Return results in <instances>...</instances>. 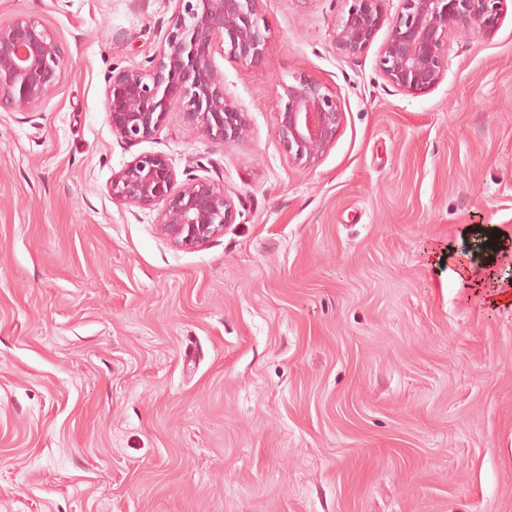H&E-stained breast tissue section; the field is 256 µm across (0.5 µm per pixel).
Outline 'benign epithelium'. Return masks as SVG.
Here are the masks:
<instances>
[{
	"label": "benign epithelium",
	"instance_id": "1",
	"mask_svg": "<svg viewBox=\"0 0 512 512\" xmlns=\"http://www.w3.org/2000/svg\"><path fill=\"white\" fill-rule=\"evenodd\" d=\"M166 36L148 70L129 68L110 78L106 111L112 130L136 142L161 125L172 101L182 102L197 130L230 146L250 131L249 113L224 92V77L214 62L223 51L242 62H259L269 50L258 22L261 0H174ZM333 45L357 56L371 44L385 21V0H343ZM506 0H399L378 68L402 92L435 88L448 69L456 32L469 28L490 38L499 28ZM63 50L42 22L19 14L0 23V108L26 112L42 102L58 82ZM277 134L288 159L309 167L333 146L344 112L321 83L301 79L281 85ZM112 199L152 208L161 206L159 230L173 246L201 247L224 234L236 208L224 185L193 178L177 184L167 160L143 155L112 174Z\"/></svg>",
	"mask_w": 512,
	"mask_h": 512
}]
</instances>
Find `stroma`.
<instances>
[{
	"mask_svg": "<svg viewBox=\"0 0 512 512\" xmlns=\"http://www.w3.org/2000/svg\"><path fill=\"white\" fill-rule=\"evenodd\" d=\"M344 8L262 0L264 61L215 56L252 124L222 146L177 100L112 130L107 80L149 68L172 0H0L67 56L0 109V512H512V305L438 258L512 236V0L417 94L379 72L387 28L335 51ZM304 77L344 112L306 168L276 134ZM140 155L223 184V236L175 248L113 200Z\"/></svg>",
	"mask_w": 512,
	"mask_h": 512,
	"instance_id": "1",
	"label": "stroma"
}]
</instances>
